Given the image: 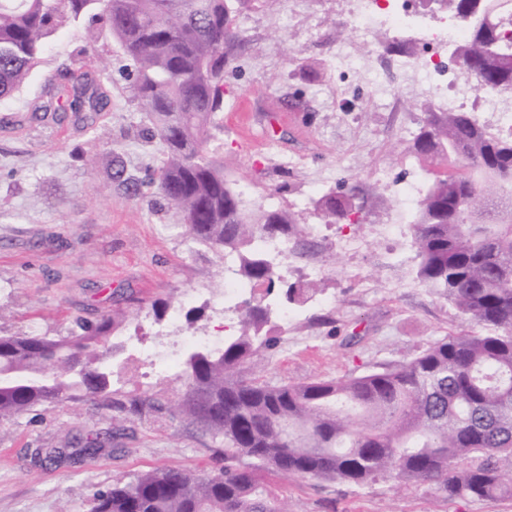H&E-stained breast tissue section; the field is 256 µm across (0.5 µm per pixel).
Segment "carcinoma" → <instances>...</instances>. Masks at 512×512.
Returning a JSON list of instances; mask_svg holds the SVG:
<instances>
[{"mask_svg":"<svg viewBox=\"0 0 512 512\" xmlns=\"http://www.w3.org/2000/svg\"><path fill=\"white\" fill-rule=\"evenodd\" d=\"M270 0H0V99L19 90L39 63L45 40L86 22L118 39L132 63L135 100L159 135L164 159L150 182L183 215L185 233L216 254L238 259L236 273L263 288L242 301L238 334L183 363L179 412L224 436V468L200 477L154 469L129 483L98 490L90 512H286L261 481L311 476L364 486L399 478L429 485L445 499L512 497V136L493 134L462 110L433 112L409 152L432 166L412 243L417 277L442 291L484 333L438 339L411 361L348 379L272 385L243 370L276 337L264 297L284 291L302 302L317 292L297 288L253 247L258 236L298 238L304 229L286 208L249 210L206 144L224 108V64L241 46L236 16ZM471 28L454 48L477 92L512 94V43L489 18L497 0H449ZM72 109L92 119L99 97L74 95ZM465 163L454 176L441 171ZM324 222L355 224L352 192L329 189L314 201ZM67 339L0 336V419L70 397L75 386L112 406L115 323L106 315L75 321ZM77 460L103 449L79 438Z\"/></svg>","mask_w":512,"mask_h":512,"instance_id":"1","label":"carcinoma"}]
</instances>
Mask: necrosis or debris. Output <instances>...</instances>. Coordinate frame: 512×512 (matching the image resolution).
I'll list each match as a JSON object with an SVG mask.
<instances>
[{"mask_svg": "<svg viewBox=\"0 0 512 512\" xmlns=\"http://www.w3.org/2000/svg\"><path fill=\"white\" fill-rule=\"evenodd\" d=\"M348 25L361 36L380 29L413 36L425 52L404 61L402 68L410 81L429 86L437 111L461 108L471 97L469 86L448 78V49L468 36L466 24L456 15L421 11L414 0H353Z\"/></svg>", "mask_w": 512, "mask_h": 512, "instance_id": "1", "label": "necrosis or debris"}]
</instances>
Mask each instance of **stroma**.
Returning a JSON list of instances; mask_svg holds the SVG:
<instances>
[{
  "mask_svg": "<svg viewBox=\"0 0 512 512\" xmlns=\"http://www.w3.org/2000/svg\"><path fill=\"white\" fill-rule=\"evenodd\" d=\"M271 0L248 8L236 24L244 44L224 67L220 130L207 144L225 176L245 188L247 209L282 206L296 212L304 236L287 261L289 282L307 281L319 263L320 291L292 306L293 321H272L276 346L251 365L273 384L341 379L411 360L428 344L470 329L438 289L416 276L410 212L394 190L375 179L389 171L400 182L429 167L408 151V138L431 109L426 87L372 68L359 81L339 54L348 50L350 0ZM131 63L105 28H60L44 44L40 64L0 118V336L33 332L67 338L74 319L116 314L108 408L84 392L37 405L0 422V512H87L95 491L156 468L204 476L224 466L223 436L191 424L175 406L185 384L178 372L152 374L148 349L187 336L237 333L239 319L222 307L224 262L196 244L180 212L149 181L161 157L158 137L133 99ZM90 76L103 95L91 125L55 123L44 113L56 91ZM406 109H387L386 89ZM356 186L364 206L358 224H322L313 207L320 188ZM400 223L386 237L375 225ZM167 303L155 317L153 303ZM150 396L155 409L134 415L119 408ZM97 435L107 447L80 462L56 463L46 450ZM288 512H512V498L447 500L433 489L400 480L366 486L313 477L271 479Z\"/></svg>",
  "mask_w": 512,
  "mask_h": 512,
  "instance_id": "1",
  "label": "stroma"
}]
</instances>
